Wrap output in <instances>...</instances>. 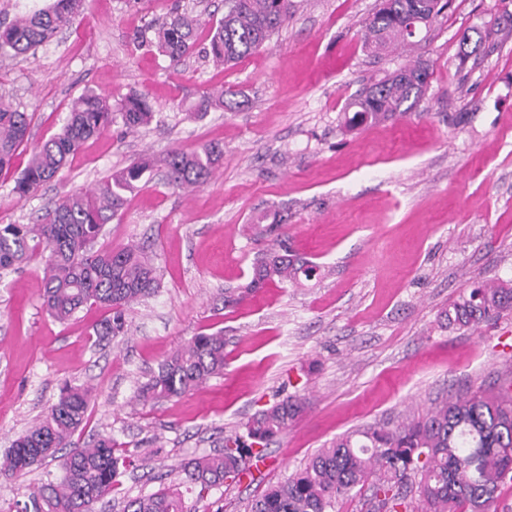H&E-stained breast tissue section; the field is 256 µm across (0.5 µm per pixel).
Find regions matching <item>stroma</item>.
<instances>
[{
    "mask_svg": "<svg viewBox=\"0 0 512 512\" xmlns=\"http://www.w3.org/2000/svg\"><path fill=\"white\" fill-rule=\"evenodd\" d=\"M176 6L212 22L224 15V0H88L35 53L0 57V94L32 116L26 146L0 174V224L36 223L138 157L224 149L210 183L187 195L159 166L107 224L112 249L148 247L160 283L127 311L125 335L94 342L104 316L95 307L66 323L51 318L43 261L0 272V455L62 386L90 388L89 420L74 440L110 435L134 455L107 509L121 512L124 497L153 493L184 461L223 449L258 410L308 396L258 479L185 494L196 512H248L345 431L391 427L448 397L512 384V313L474 332L442 319L475 281L512 279V34L475 65L459 64L462 36L505 23L512 0H453L416 52L379 55L362 43L376 0H293L262 48L223 67L198 52L174 65L137 47L135 34ZM418 55L431 76L416 107L348 130V104ZM221 86L243 91V105L189 116L200 93ZM88 88L116 102L142 93L156 116L135 134L112 124L35 195L16 198L30 147L60 131ZM276 212L293 251L326 276L225 306L269 244L247 225ZM219 330L223 376L152 405L136 401L159 363ZM57 472L49 459L0 475V512H15Z\"/></svg>",
    "mask_w": 512,
    "mask_h": 512,
    "instance_id": "stroma-1",
    "label": "stroma"
}]
</instances>
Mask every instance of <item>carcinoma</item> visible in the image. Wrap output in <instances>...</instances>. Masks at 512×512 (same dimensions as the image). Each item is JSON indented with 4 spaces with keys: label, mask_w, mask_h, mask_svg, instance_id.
<instances>
[{
    "label": "carcinoma",
    "mask_w": 512,
    "mask_h": 512,
    "mask_svg": "<svg viewBox=\"0 0 512 512\" xmlns=\"http://www.w3.org/2000/svg\"><path fill=\"white\" fill-rule=\"evenodd\" d=\"M450 0H381L364 26L365 47L389 51L419 45L414 24L429 29ZM84 0H52L44 8L0 22V55L25 56L35 51L72 19ZM291 0H224V16L209 29L205 56L216 65H231L262 47L288 18ZM203 21L174 7L153 28L150 42L172 64L195 51ZM488 36L462 39L460 61L478 56ZM430 77L422 59L371 84L355 100L348 126L372 124L410 111ZM241 92L232 89L201 96L191 114L202 116L213 107L237 105ZM147 97L130 92L120 102L88 90L73 100L59 133L32 148L28 166L14 193L25 198L53 179L67 158L90 137L121 119L136 132L153 118ZM31 117L0 98V171L11 165L27 141ZM223 149L206 145L185 153L171 151L164 162L168 183L194 191L216 173ZM152 173L151 161L140 157L93 187L58 201L35 224L0 225V270L18 269L49 252L45 263L42 305L59 322L87 307L99 306L107 316L96 324V342L126 332V312L159 287L156 269L141 245L112 250L99 244L106 224L124 208L127 194ZM323 276L322 267L296 255L288 238L280 237L263 251L241 291L224 298L229 307L267 285L302 284ZM512 312V280L482 283L446 311V320L475 329L493 314ZM224 373L222 332L201 333L165 359L137 391L147 404L181 396L213 376ZM91 390L66 386L57 401L19 436L0 457V474L12 475L59 460L61 474L43 483L21 512H96L112 495L118 477L133 463L109 435L81 447L73 442L88 418ZM306 399L286 396L259 411L246 424V436L225 440L216 454L192 458L181 467L179 481L149 496L124 501L123 512H190L182 488L198 496L226 483H238L246 461L265 459V447L286 432L303 411ZM512 473V396L480 393L448 397L431 412L394 428L357 430L336 438L300 470L268 487L253 499L249 512H335L338 502L370 485L372 496L386 512H489L502 479ZM416 482V503L407 501V481Z\"/></svg>",
    "instance_id": "1"
}]
</instances>
